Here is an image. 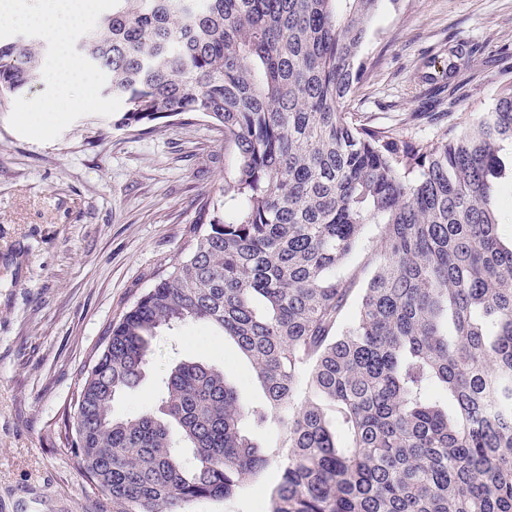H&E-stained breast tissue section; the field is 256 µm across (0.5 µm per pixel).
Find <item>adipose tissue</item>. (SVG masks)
Instances as JSON below:
<instances>
[{"mask_svg": "<svg viewBox=\"0 0 512 512\" xmlns=\"http://www.w3.org/2000/svg\"><path fill=\"white\" fill-rule=\"evenodd\" d=\"M98 0H41L30 7L22 0H0V28L28 24L38 28L45 37L57 41L60 51L53 69L46 74L49 83L57 86L83 82L79 65L66 51L67 38L82 26L85 15L94 11Z\"/></svg>", "mask_w": 512, "mask_h": 512, "instance_id": "obj_1", "label": "adipose tissue"}]
</instances>
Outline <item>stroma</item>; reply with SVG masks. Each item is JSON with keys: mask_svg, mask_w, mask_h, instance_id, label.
<instances>
[{"mask_svg": "<svg viewBox=\"0 0 512 512\" xmlns=\"http://www.w3.org/2000/svg\"><path fill=\"white\" fill-rule=\"evenodd\" d=\"M459 48L472 51L450 117L462 127L492 108L512 68V0L385 5L351 110L405 128L426 107V77L447 82ZM56 94L44 82L0 106V512H112L73 467L65 415L105 328L224 182V137L206 117L141 135L116 128L104 98L93 109L30 111ZM185 359L222 367L245 401L263 396L235 343L195 323L154 340L145 378L113 402V417L157 410L163 376ZM278 481L274 462L246 494L193 512H263Z\"/></svg>", "mask_w": 512, "mask_h": 512, "instance_id": "obj_1", "label": "stroma"}]
</instances>
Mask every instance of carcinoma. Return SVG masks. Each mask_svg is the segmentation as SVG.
I'll return each instance as SVG.
<instances>
[{
  "mask_svg": "<svg viewBox=\"0 0 512 512\" xmlns=\"http://www.w3.org/2000/svg\"><path fill=\"white\" fill-rule=\"evenodd\" d=\"M112 0L73 50L117 126L197 114L224 135V185L105 331L65 425L74 466L113 512L230 500L280 461L265 512H512V245L497 205L512 81L460 129L409 140L348 109L383 2ZM48 45L0 42V103ZM371 224L379 261L339 273ZM233 340L263 391L181 361L163 417L116 419L164 330ZM277 426V452L254 431Z\"/></svg>",
  "mask_w": 512,
  "mask_h": 512,
  "instance_id": "cac0c4a2",
  "label": "carcinoma"
}]
</instances>
